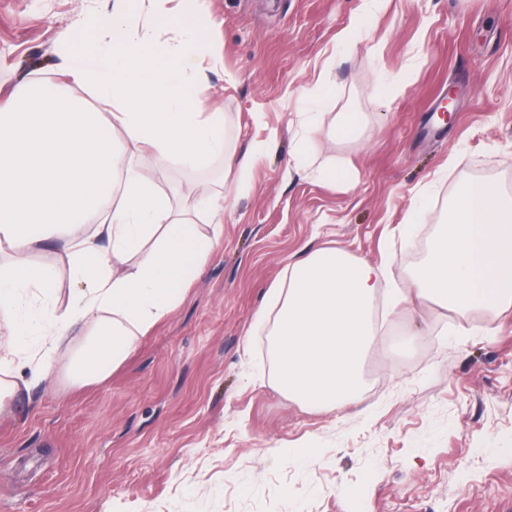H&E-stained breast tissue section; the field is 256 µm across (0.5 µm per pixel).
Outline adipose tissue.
Instances as JSON below:
<instances>
[{"label": "adipose tissue", "mask_w": 512, "mask_h": 512, "mask_svg": "<svg viewBox=\"0 0 512 512\" xmlns=\"http://www.w3.org/2000/svg\"><path fill=\"white\" fill-rule=\"evenodd\" d=\"M148 0H112L96 22L106 47L79 42L58 65L59 83L27 80L0 104V320L16 345L0 351V406L53 375L59 351L80 387L104 384L152 327L181 302L224 237V194L173 204L118 146L133 142L158 164L224 155L223 113L200 111L208 86V19L182 9V40L153 45ZM90 87L97 106L70 98ZM208 218L207 230L195 222ZM58 241L76 283L65 307L57 269L33 255ZM382 267L339 248L289 260L254 321L267 332L276 386L310 408L361 400L377 307L417 298L464 313L512 308V198L473 182L435 225L410 289L381 293Z\"/></svg>", "instance_id": "adipose-tissue-1"}]
</instances>
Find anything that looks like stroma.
Here are the masks:
<instances>
[{
  "label": "stroma",
  "mask_w": 512,
  "mask_h": 512,
  "mask_svg": "<svg viewBox=\"0 0 512 512\" xmlns=\"http://www.w3.org/2000/svg\"><path fill=\"white\" fill-rule=\"evenodd\" d=\"M104 0H0V99L104 44ZM217 62L216 156L155 169L224 189V240L176 309L99 386L56 372L0 408V512H512V311L404 304L360 404L311 410L250 329L288 260L335 246L410 287L464 184L512 196V0H195ZM454 94L450 121L437 111ZM317 109L308 132L302 112ZM359 134L339 138L344 114ZM315 448L314 461L282 448Z\"/></svg>",
  "instance_id": "obj_1"
}]
</instances>
